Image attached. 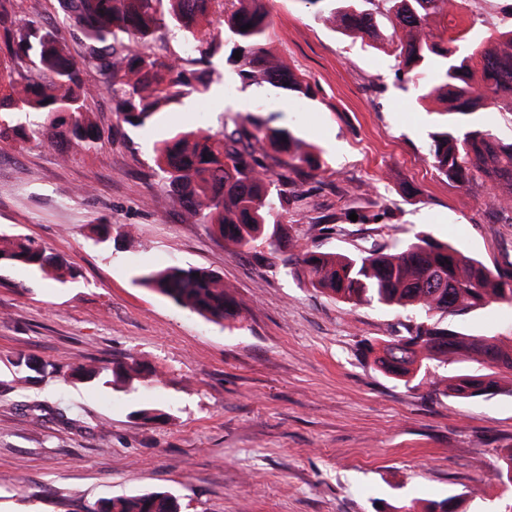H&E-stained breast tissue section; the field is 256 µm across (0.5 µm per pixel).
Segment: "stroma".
Wrapping results in <instances>:
<instances>
[{"mask_svg": "<svg viewBox=\"0 0 512 512\" xmlns=\"http://www.w3.org/2000/svg\"><path fill=\"white\" fill-rule=\"evenodd\" d=\"M271 52L312 97L241 82L224 41L205 94L150 125H117L106 91L87 102L102 140L61 157L47 138L0 143V235L34 237L75 267L66 285L0 269V512H91L104 499L166 490L180 512H391L414 499L456 497L458 512L512 501L497 471L512 448V396H432L460 371L430 363L419 385L382 372V344L404 316L352 306L312 288L287 254L238 253L185 219L159 180L154 147L173 131L221 130L241 108L275 116L321 150L320 179L300 183L284 220L300 243L354 252L400 245L419 231L490 268L512 265V209L429 161L436 101L397 81L382 49L334 30L325 0H269ZM378 215V225L362 223ZM339 229L319 233L320 216ZM112 227L108 244L93 228ZM193 265L224 280L241 308L213 323L136 283L144 269ZM445 324L512 338V304ZM22 352L55 373L20 383ZM137 359L132 386L72 383L78 362ZM161 409L145 421L136 410Z\"/></svg>", "mask_w": 512, "mask_h": 512, "instance_id": "stroma-1", "label": "stroma"}]
</instances>
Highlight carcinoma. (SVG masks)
<instances>
[{
    "mask_svg": "<svg viewBox=\"0 0 512 512\" xmlns=\"http://www.w3.org/2000/svg\"><path fill=\"white\" fill-rule=\"evenodd\" d=\"M326 20L341 34L378 36L380 18L401 32L391 42L398 78L420 88L419 99H445L446 107L431 133L429 159L434 169L462 187L490 179V198L512 196V142L487 129L463 131L459 116L491 108L512 97V25L495 29L471 43L470 53L456 55L448 39L434 34L430 22L448 0H329ZM18 0H0V113L42 117L39 130L0 124L1 142H25L36 132L50 141L80 146L96 142L100 130L85 117L94 91L112 95L117 123L144 127L159 112L191 93L207 90L203 66L221 48V33L202 26L213 19L228 30L233 47L226 62L241 80L269 84L298 96L313 94L267 49L273 21L268 0H57L58 12L70 20L71 38L35 9L20 15ZM177 23L191 46L193 68L165 61L150 43L166 26ZM251 25L243 31L241 27ZM80 46L74 57L69 40ZM241 52V59L233 58ZM156 165L186 219L205 224L240 251L265 243L270 253L294 250L295 262L316 290L351 305H375L408 312L403 333L376 348L374 363L406 383L427 364L471 360L483 370L463 371L432 382L433 392L458 399L512 395L501 382L512 371V345L495 337L472 336L448 328L430 313L464 316L491 302H512V271H493L455 246L420 231L400 247L385 245L353 253L313 250L292 242L281 222L269 221L272 208L288 213L297 201L295 177L317 176L323 164L288 127H270L252 114L212 133L177 131L156 149ZM278 183L276 197L271 185ZM17 266L48 283L65 284L77 270L33 237H0V267ZM137 282L175 304L213 322L240 318L238 303L214 271L197 266L147 270ZM18 380L29 382L54 366L25 354L12 361ZM143 363L116 362L111 372L90 365L71 368L76 381L129 384ZM92 512H179L177 498L153 491L102 502Z\"/></svg>",
    "mask_w": 512,
    "mask_h": 512,
    "instance_id": "cac0c4a2",
    "label": "carcinoma"
}]
</instances>
